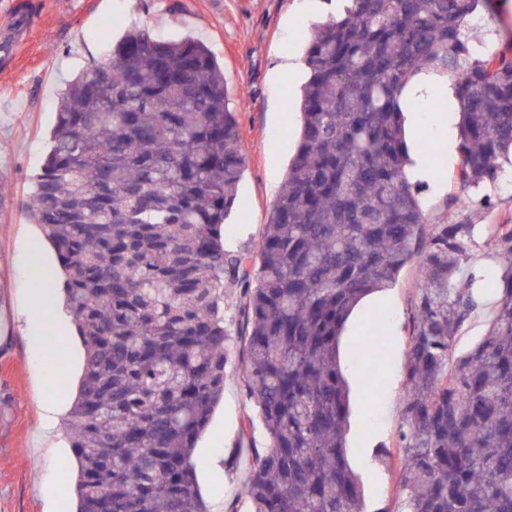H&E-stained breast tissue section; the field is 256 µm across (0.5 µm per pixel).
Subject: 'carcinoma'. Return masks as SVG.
<instances>
[{"label":"carcinoma","instance_id":"1","mask_svg":"<svg viewBox=\"0 0 512 512\" xmlns=\"http://www.w3.org/2000/svg\"><path fill=\"white\" fill-rule=\"evenodd\" d=\"M313 26L302 125L264 225L259 265L224 244L245 166L224 68L207 46L129 31L68 82L30 213L54 249L85 363L64 421L76 512H210L193 461L233 356L268 447L244 449L251 512H364L347 461L344 324L409 264L412 318L400 430L408 512H512V223L487 224L497 280L475 276L472 224L426 233L400 94L444 69L460 105L463 190L512 166V60L470 55L466 23L491 0H350ZM499 294L481 343L448 367L478 307ZM240 330L226 327L225 289ZM357 354L386 350L370 319Z\"/></svg>","mask_w":512,"mask_h":512}]
</instances>
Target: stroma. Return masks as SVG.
I'll use <instances>...</instances> for the list:
<instances>
[{
  "label": "stroma",
  "instance_id": "stroma-1",
  "mask_svg": "<svg viewBox=\"0 0 512 512\" xmlns=\"http://www.w3.org/2000/svg\"><path fill=\"white\" fill-rule=\"evenodd\" d=\"M14 0H0V316L10 331L0 337V512H73L72 454L63 428H56L52 452L39 446L41 401L62 398L70 409L78 374L59 368L52 313H45L46 342L34 350L29 327L24 270L33 251H54L28 209L31 177L42 166L66 81L109 51L112 39L147 27L159 38L190 36L206 43L224 65L231 107L238 111L246 165L239 204L226 220L225 243L233 252L257 255L263 226L276 202L298 142V106L286 95L293 79L284 57L302 56L313 24L334 17L336 0H30L27 27L13 35L8 26ZM458 167L440 160L422 185L427 228L467 221L475 224L468 247L469 267L493 265L486 225L512 220V189L485 184L469 191L458 186ZM420 278L406 267L397 283L360 301L339 343V361L349 391L347 457L363 491L364 512H401V471L391 456L398 451L402 404L414 303ZM496 297L460 329L449 361L467 355L483 339L496 310ZM380 315L388 351L379 368L355 354L352 341L365 319ZM253 407L246 398L242 366L232 361L224 399L197 442L198 486L211 512H248L238 475L225 461L241 423Z\"/></svg>",
  "mask_w": 512,
  "mask_h": 512
}]
</instances>
